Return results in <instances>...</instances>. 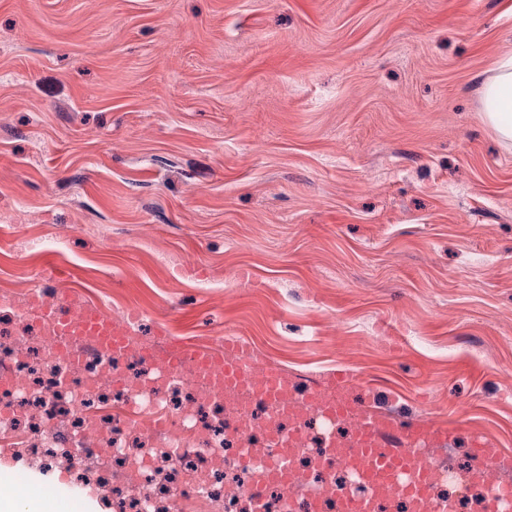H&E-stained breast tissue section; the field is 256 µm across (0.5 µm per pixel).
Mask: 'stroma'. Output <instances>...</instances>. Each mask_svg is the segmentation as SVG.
Here are the masks:
<instances>
[{
    "instance_id": "obj_1",
    "label": "stroma",
    "mask_w": 512,
    "mask_h": 512,
    "mask_svg": "<svg viewBox=\"0 0 512 512\" xmlns=\"http://www.w3.org/2000/svg\"><path fill=\"white\" fill-rule=\"evenodd\" d=\"M510 53L512 0H0V301L229 332L512 456V146L474 84Z\"/></svg>"
}]
</instances>
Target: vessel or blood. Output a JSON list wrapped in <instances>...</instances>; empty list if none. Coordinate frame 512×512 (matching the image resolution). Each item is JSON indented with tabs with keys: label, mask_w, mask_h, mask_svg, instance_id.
I'll list each match as a JSON object with an SVG mask.
<instances>
[{
	"label": "vessel or blood",
	"mask_w": 512,
	"mask_h": 512,
	"mask_svg": "<svg viewBox=\"0 0 512 512\" xmlns=\"http://www.w3.org/2000/svg\"><path fill=\"white\" fill-rule=\"evenodd\" d=\"M36 318L55 323L62 331L92 339L101 349H123L130 333L128 324L113 322L103 305L82 302L69 294L32 304ZM146 357L154 362L176 368L190 361L201 370L217 375V388L225 391L246 386L254 395L280 407L299 404L301 399H314V392L300 393L296 382L278 363L261 360L256 351L237 336H224L216 343H200L170 335L163 345H151ZM347 373L337 375L333 401L322 403L323 413L341 420L349 412L357 414V432L353 443L329 439L324 465L351 467L365 485L364 497L337 495L336 512H382L393 491H401L412 501L413 512H428L429 493L436 478L435 463L429 447H441L463 431L462 423L440 425L430 420L396 421L385 411L356 401L350 391ZM284 452L270 467L273 476L287 478L293 436H281ZM472 451L480 474L496 470L503 455L500 449L473 437Z\"/></svg>",
	"instance_id": "obj_1"
}]
</instances>
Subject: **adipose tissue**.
<instances>
[{"instance_id": "adipose-tissue-1", "label": "adipose tissue", "mask_w": 512, "mask_h": 512, "mask_svg": "<svg viewBox=\"0 0 512 512\" xmlns=\"http://www.w3.org/2000/svg\"><path fill=\"white\" fill-rule=\"evenodd\" d=\"M476 90L484 121L512 145V54L499 58L487 75L479 77Z\"/></svg>"}]
</instances>
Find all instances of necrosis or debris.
<instances>
[{
  "label": "necrosis or debris",
  "instance_id": "1",
  "mask_svg": "<svg viewBox=\"0 0 512 512\" xmlns=\"http://www.w3.org/2000/svg\"><path fill=\"white\" fill-rule=\"evenodd\" d=\"M28 300L0 312V446L72 482L96 488L110 512H284L289 483L263 481L259 472L277 452L273 437L299 439L294 469L300 486L363 495L348 470L326 468L328 423L312 410H277L247 390L233 400L212 389L194 363L177 370L149 365L145 337L104 356L83 352L75 336L35 320ZM71 422L58 434V418ZM255 451L252 461L241 448ZM108 454L120 480L83 469V460ZM433 505L448 512H500L492 483L435 485Z\"/></svg>",
  "mask_w": 512,
  "mask_h": 512
}]
</instances>
